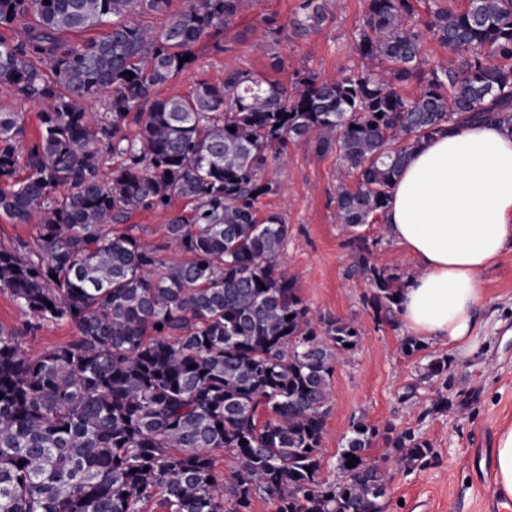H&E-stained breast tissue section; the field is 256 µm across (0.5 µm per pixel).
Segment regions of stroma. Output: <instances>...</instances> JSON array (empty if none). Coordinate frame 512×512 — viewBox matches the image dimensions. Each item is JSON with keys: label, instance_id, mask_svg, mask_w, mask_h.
Listing matches in <instances>:
<instances>
[{"label": "stroma", "instance_id": "1", "mask_svg": "<svg viewBox=\"0 0 512 512\" xmlns=\"http://www.w3.org/2000/svg\"><path fill=\"white\" fill-rule=\"evenodd\" d=\"M303 2L245 0L221 39L222 50H215L211 40L200 41L196 62L161 86L159 95L188 94L202 80L223 82L229 65L293 87L300 68L332 78L356 64L354 43L365 0H327L325 23L306 35L297 30ZM340 166L336 155H318L313 143L289 145L276 192L260 200L261 212H278L287 220L281 261L313 313L349 319L361 329L358 345L332 379L322 477L341 479L337 450L352 420L362 417L381 429L419 434L439 457L427 468L392 469L386 512H512L497 496L490 468L497 434L512 424V246L484 274L486 302L478 314L475 352L465 355L447 341L428 339L421 351L407 354L403 342L409 331L399 315L376 313L368 281L350 271L356 262L354 240H371L372 262L403 280L420 268L380 225L340 224L335 194ZM189 210V203L176 197L169 210L136 213L129 225L141 240L163 245L171 216ZM443 356L447 371L429 375V361ZM441 395L450 405L438 411L433 403Z\"/></svg>", "mask_w": 512, "mask_h": 512}]
</instances>
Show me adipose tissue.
I'll use <instances>...</instances> for the list:
<instances>
[{"label": "adipose tissue", "instance_id": "1", "mask_svg": "<svg viewBox=\"0 0 512 512\" xmlns=\"http://www.w3.org/2000/svg\"><path fill=\"white\" fill-rule=\"evenodd\" d=\"M386 221L423 269L401 293L406 327L471 353L482 274L512 244V131L486 121L422 142L393 185Z\"/></svg>", "mask_w": 512, "mask_h": 512}]
</instances>
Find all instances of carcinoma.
<instances>
[{
    "label": "carcinoma",
    "instance_id": "obj_1",
    "mask_svg": "<svg viewBox=\"0 0 512 512\" xmlns=\"http://www.w3.org/2000/svg\"><path fill=\"white\" fill-rule=\"evenodd\" d=\"M242 2L172 14L170 0H0V28L24 30L0 33V86L48 105L23 148V113L0 112V216L35 225L33 241L0 244V291L26 316L0 326V512H142L156 497L164 512H253L260 495L275 512H386L388 466L436 461L429 440L360 417L338 451L344 479L320 478L331 381L360 329L313 313L281 266L285 218L258 204L288 144L310 141L346 168L340 222L374 224L420 143L477 120L512 130V0L424 15L420 0H366L360 65L333 79L290 90L231 68L159 97ZM313 2L304 32L326 20ZM153 15L169 16L159 31L134 20ZM428 33L455 68L422 67ZM105 91L104 111H88ZM175 197L195 204L167 224L179 258L117 229ZM359 250L372 307L392 309L400 276ZM59 323L76 327L71 342L25 352L27 334ZM380 437L383 465L368 457ZM215 448L232 471L216 470Z\"/></svg>",
    "mask_w": 512,
    "mask_h": 512
}]
</instances>
